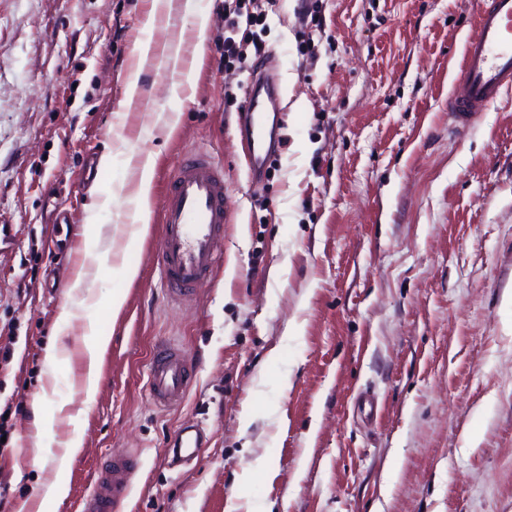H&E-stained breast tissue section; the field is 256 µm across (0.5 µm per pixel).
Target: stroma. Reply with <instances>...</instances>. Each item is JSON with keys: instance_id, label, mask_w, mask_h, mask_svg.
Here are the masks:
<instances>
[{"instance_id": "35a3bbf8", "label": "stroma", "mask_w": 512, "mask_h": 512, "mask_svg": "<svg viewBox=\"0 0 512 512\" xmlns=\"http://www.w3.org/2000/svg\"><path fill=\"white\" fill-rule=\"evenodd\" d=\"M317 1L318 29L303 24L310 0H256L281 88L256 183L238 110L255 61L225 67L224 0H195L210 11L201 60L186 0L152 31L179 67L145 68L140 87L179 113L171 133L155 110L122 105L152 0H0L8 512H75L95 471L133 448L125 512H512V93L468 127L448 112L477 0ZM190 69L192 100L172 98ZM196 144L224 163V263L174 304L155 270L158 222L127 247V162L153 154L158 203ZM64 210L71 223H56ZM125 261L139 268L130 283ZM81 267L91 279L76 290ZM90 322L111 345L88 405ZM164 339L196 357L193 388L167 411L146 388ZM53 340L66 355L49 368ZM38 397L53 421L40 440ZM196 423L202 453L178 462L169 440ZM74 437L81 451L59 469ZM59 474L67 497L43 498Z\"/></svg>"}]
</instances>
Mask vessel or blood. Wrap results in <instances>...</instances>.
<instances>
[{
    "label": "vessel or blood",
    "instance_id": "obj_1",
    "mask_svg": "<svg viewBox=\"0 0 512 512\" xmlns=\"http://www.w3.org/2000/svg\"><path fill=\"white\" fill-rule=\"evenodd\" d=\"M475 37L464 45L448 110L457 121L477 120L506 92L512 91V0H479ZM280 98L266 63L255 68L247 90L243 117L246 162L253 180H260L273 142L268 109ZM161 234L156 269L174 300H182L208 283L224 260V166L204 147L183 154L169 174L160 207ZM195 381L192 360L183 348L155 346L148 372L154 404L180 405ZM177 453L199 456L204 443L200 425L179 428L172 443ZM138 456L112 457L100 471L80 512H123L136 472Z\"/></svg>",
    "mask_w": 512,
    "mask_h": 512
}]
</instances>
